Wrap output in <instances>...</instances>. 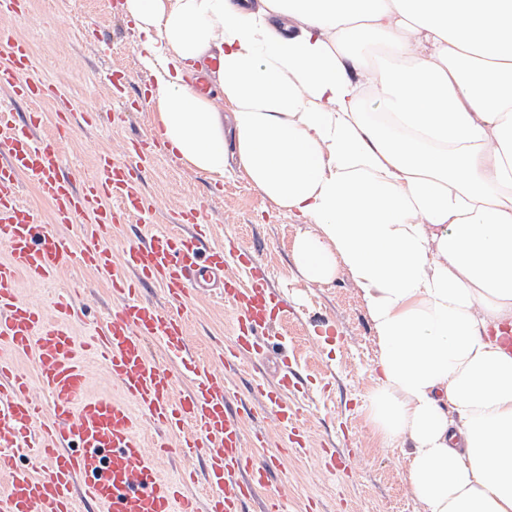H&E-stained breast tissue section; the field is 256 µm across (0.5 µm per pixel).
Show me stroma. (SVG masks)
I'll return each instance as SVG.
<instances>
[{"label": "stroma", "instance_id": "35a3bbf8", "mask_svg": "<svg viewBox=\"0 0 512 512\" xmlns=\"http://www.w3.org/2000/svg\"><path fill=\"white\" fill-rule=\"evenodd\" d=\"M122 0H30L31 14L15 21L17 36L28 40L44 78L58 86L81 110L98 114V121L76 128L64 144L71 168L93 173L96 152L122 157V141L145 134L159 124L157 110L126 112L115 126L109 113L123 110L110 88L113 71L127 73L131 89L154 86L140 56L141 37L126 16ZM124 111V110H123ZM218 183L169 155L158 156L144 190L158 204V224H174L181 209L206 203L212 240L245 244L258 264L267 267L272 288L286 294L288 311L274 331L282 341V356L304 381L293 399L299 404L309 435L307 449L281 456L274 479L288 495L289 512H307L318 502L321 512H421L405 483V451L381 447L365 420L367 394L375 385V346L370 319L351 278L338 274L329 284L308 281L297 268L293 245L306 224L267 199L242 171L225 176L223 195ZM24 295L49 306L63 289H76L77 303L97 318L113 308L109 285L97 280L72 259L51 285L21 283ZM191 338L198 356L217 360L220 345L234 336V314L217 301L199 302L188 313ZM349 454V473L331 474L324 466V445Z\"/></svg>", "mask_w": 512, "mask_h": 512}]
</instances>
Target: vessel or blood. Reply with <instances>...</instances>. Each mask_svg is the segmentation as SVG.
Wrapping results in <instances>:
<instances>
[{
	"instance_id": "vessel-or-blood-1",
	"label": "vessel or blood",
	"mask_w": 512,
	"mask_h": 512,
	"mask_svg": "<svg viewBox=\"0 0 512 512\" xmlns=\"http://www.w3.org/2000/svg\"><path fill=\"white\" fill-rule=\"evenodd\" d=\"M28 0H0V512H284L283 496L260 497L272 480L278 454L247 457L281 430L294 452L308 435L289 393L297 377L288 371L251 383L248 405H239L233 378L254 367L259 350L273 349L268 269L249 252L210 243L203 210L180 216L181 229L126 243L113 254L108 231L118 224L150 223L153 200L145 175L163 152L154 137L129 140L132 160L99 155L92 174L65 163L62 142L90 115L75 109L38 72L27 40L12 19ZM54 102L53 133L40 134L42 104ZM33 184L51 206L43 223L21 196ZM90 224H83V217ZM82 223L80 239L68 229ZM108 282L116 303L90 337L74 324L85 307L62 297L46 310L22 296L19 278L50 284L72 257ZM157 286L164 301L146 299ZM219 299L235 314L236 336L219 353V367L196 358L184 315L201 295ZM158 343L164 356L149 349ZM34 363L53 412L41 421V404L17 360ZM105 366L112 389L89 391L90 359ZM265 426L246 428L244 409ZM153 437H146L144 423ZM31 465L20 468L18 454ZM187 461L184 479L204 482L205 497L183 493L163 476L160 462Z\"/></svg>"
}]
</instances>
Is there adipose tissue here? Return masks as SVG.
Wrapping results in <instances>:
<instances>
[{"label":"adipose tissue","mask_w":512,"mask_h":512,"mask_svg":"<svg viewBox=\"0 0 512 512\" xmlns=\"http://www.w3.org/2000/svg\"><path fill=\"white\" fill-rule=\"evenodd\" d=\"M172 156L237 163L346 272L378 355L365 412L424 512H512V0H124ZM385 60L370 62L364 46ZM218 56L216 110L196 85ZM373 111H365V102Z\"/></svg>","instance_id":"ef3b65f1"}]
</instances>
